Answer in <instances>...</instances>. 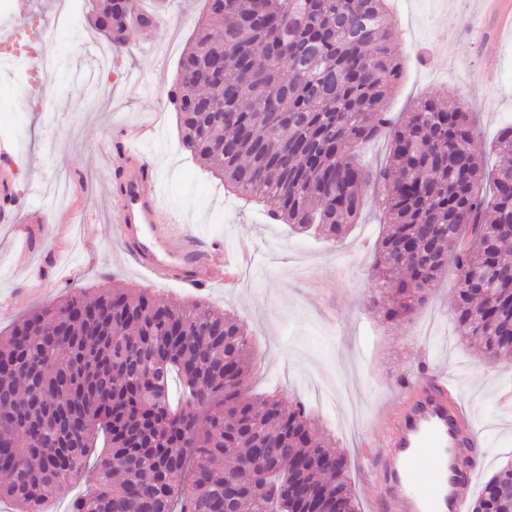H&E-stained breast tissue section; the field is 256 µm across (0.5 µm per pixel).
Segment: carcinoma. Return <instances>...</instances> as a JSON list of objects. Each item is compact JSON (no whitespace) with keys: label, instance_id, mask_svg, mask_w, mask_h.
<instances>
[{"label":"carcinoma","instance_id":"carcinoma-1","mask_svg":"<svg viewBox=\"0 0 512 512\" xmlns=\"http://www.w3.org/2000/svg\"><path fill=\"white\" fill-rule=\"evenodd\" d=\"M387 2L207 0L175 86L182 144L297 233L342 235L382 189L378 314L410 316L451 267L460 335L488 364L512 360V165L484 167L463 104L382 111L402 73ZM132 10L161 24L107 0L94 25L119 47ZM382 135L386 163L361 165ZM474 267L493 273L480 295ZM252 359L245 324L201 301L115 286L30 313L0 336V499L41 512L102 446L70 512H359L346 455L302 402L250 393ZM511 484L506 465L471 512H512Z\"/></svg>","mask_w":512,"mask_h":512}]
</instances>
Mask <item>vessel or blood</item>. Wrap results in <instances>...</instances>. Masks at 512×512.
I'll return each instance as SVG.
<instances>
[{
    "instance_id": "vessel-or-blood-1",
    "label": "vessel or blood",
    "mask_w": 512,
    "mask_h": 512,
    "mask_svg": "<svg viewBox=\"0 0 512 512\" xmlns=\"http://www.w3.org/2000/svg\"><path fill=\"white\" fill-rule=\"evenodd\" d=\"M478 36L499 42L512 32V0H480ZM147 126L121 127L112 138V230L127 255L159 280L194 288L213 280L239 283L252 254H232L202 242L168 218L151 185L156 167L138 148ZM384 442L362 452L382 512H468L476 469L462 449L478 445L476 428L447 379H408L399 398L380 414Z\"/></svg>"
}]
</instances>
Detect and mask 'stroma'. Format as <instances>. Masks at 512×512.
<instances>
[{
    "label": "stroma",
    "mask_w": 512,
    "mask_h": 512,
    "mask_svg": "<svg viewBox=\"0 0 512 512\" xmlns=\"http://www.w3.org/2000/svg\"><path fill=\"white\" fill-rule=\"evenodd\" d=\"M95 0H76L70 26L55 25L52 0H15L19 27L32 16L53 30L44 61L51 112H33L18 93L37 97L18 73L0 71V158L16 169L13 192L24 205L48 210L49 223L24 242L0 223V336L35 308L67 291L94 293L104 276L189 300L199 294L160 281L130 261L112 236V136L116 119L161 126V138L141 143L154 161L156 188L167 210L203 239L223 240L231 252L265 251L276 242L260 274L238 288L213 282L202 296L211 306L244 318L254 343L251 393H277L302 401L346 454L360 512H380L364 482L358 445L383 440L380 411L409 374H439L458 390L477 424L476 485L512 461V363L482 364L460 337L449 310L453 277L443 278L428 304L409 318L383 321L372 311L375 288L371 246L381 239V194L365 192L357 224L332 243L292 233L270 218L272 202L228 194L179 142L177 114L164 103L179 64L193 42L205 0H164V22L135 29L113 49L116 89L105 103L99 50L107 41L91 22ZM397 48L404 71L385 109L392 117L421 97L460 101L474 114L475 146L487 168L502 128L512 124V66L506 46L471 37L477 0H394Z\"/></svg>",
    "instance_id": "35a3bbf8"
}]
</instances>
